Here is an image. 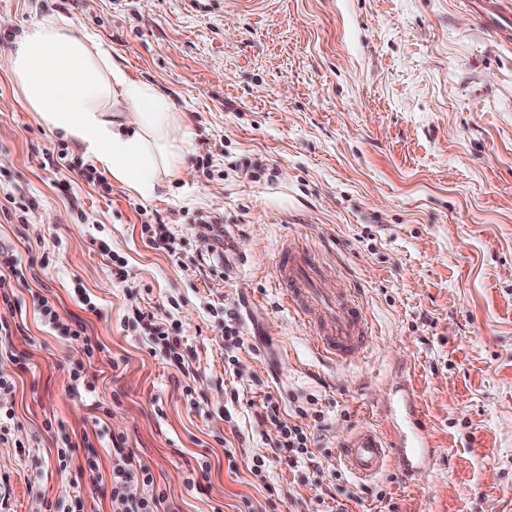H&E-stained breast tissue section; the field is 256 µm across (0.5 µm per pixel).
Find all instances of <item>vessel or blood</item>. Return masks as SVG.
<instances>
[{
	"label": "vessel or blood",
	"instance_id": "vessel-or-blood-1",
	"mask_svg": "<svg viewBox=\"0 0 512 512\" xmlns=\"http://www.w3.org/2000/svg\"><path fill=\"white\" fill-rule=\"evenodd\" d=\"M511 12L505 0H485L482 8L484 21L508 42L512 41V27L502 26L500 20ZM277 278L290 307L313 326L322 351L346 360L367 347L370 338L362 311L348 291L324 292L320 268L309 254L281 244ZM385 406L395 420L389 436L369 427L358 428L341 442L340 457L345 467L360 478L377 476L391 458L402 476L412 478L416 470L430 468L434 458L424 423L410 391L396 393Z\"/></svg>",
	"mask_w": 512,
	"mask_h": 512
}]
</instances>
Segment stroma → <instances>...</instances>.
Listing matches in <instances>:
<instances>
[{"label": "stroma", "instance_id": "35a3bbf8", "mask_svg": "<svg viewBox=\"0 0 512 512\" xmlns=\"http://www.w3.org/2000/svg\"><path fill=\"white\" fill-rule=\"evenodd\" d=\"M52 13L184 116L187 178L144 198L83 177L81 150L25 106L3 44ZM9 198L31 209L0 210V252L22 269L0 308V512H112L122 448L153 473L131 494L165 489L164 512H512V43L467 0H0ZM209 213L222 226L199 228ZM163 234L176 255L150 244ZM285 240L359 304L358 356L319 353L283 301ZM42 297L81 336L46 325ZM138 310L179 338L185 370L152 353ZM400 389L433 465L359 480L338 444L359 424L391 430L383 403ZM309 397L317 471L289 468L257 418L270 399L299 424Z\"/></svg>", "mask_w": 512, "mask_h": 512}]
</instances>
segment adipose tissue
<instances>
[{
  "mask_svg": "<svg viewBox=\"0 0 512 512\" xmlns=\"http://www.w3.org/2000/svg\"><path fill=\"white\" fill-rule=\"evenodd\" d=\"M14 75L42 122L144 197L160 175L184 178L190 130L152 84L128 77L73 21L49 15L9 45Z\"/></svg>",
  "mask_w": 512,
  "mask_h": 512,
  "instance_id": "1",
  "label": "adipose tissue"
}]
</instances>
